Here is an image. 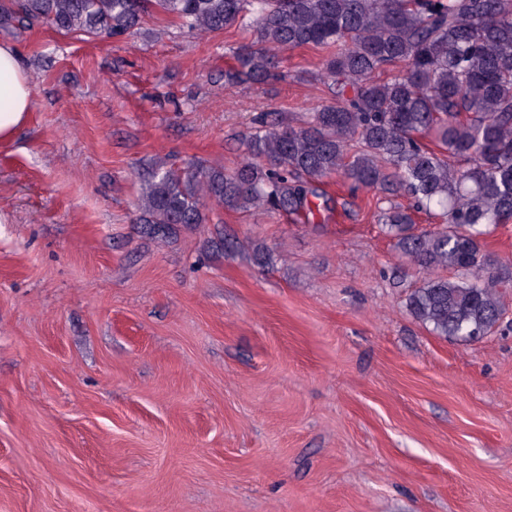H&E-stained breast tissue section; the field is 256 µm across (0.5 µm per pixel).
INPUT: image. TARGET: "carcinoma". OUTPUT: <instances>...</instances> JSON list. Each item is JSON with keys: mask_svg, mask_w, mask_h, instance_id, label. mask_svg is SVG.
Wrapping results in <instances>:
<instances>
[{"mask_svg": "<svg viewBox=\"0 0 512 512\" xmlns=\"http://www.w3.org/2000/svg\"><path fill=\"white\" fill-rule=\"evenodd\" d=\"M154 14L199 36L255 33L229 80H268L275 48L319 50L334 102L297 128L261 113L231 172L158 165L141 180L139 223L205 224L209 203L305 216L312 184L332 175L401 193L410 205L379 221L421 273L410 314L455 341L495 331L505 308L482 241L512 222V0H0L5 29L121 37ZM422 211L440 224L417 233Z\"/></svg>", "mask_w": 512, "mask_h": 512, "instance_id": "obj_1", "label": "carcinoma"}]
</instances>
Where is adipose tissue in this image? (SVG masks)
<instances>
[{
    "label": "adipose tissue",
    "mask_w": 512,
    "mask_h": 512,
    "mask_svg": "<svg viewBox=\"0 0 512 512\" xmlns=\"http://www.w3.org/2000/svg\"><path fill=\"white\" fill-rule=\"evenodd\" d=\"M33 103V84L17 49L0 43V142L10 140L26 123Z\"/></svg>",
    "instance_id": "ef3b65f1"
}]
</instances>
